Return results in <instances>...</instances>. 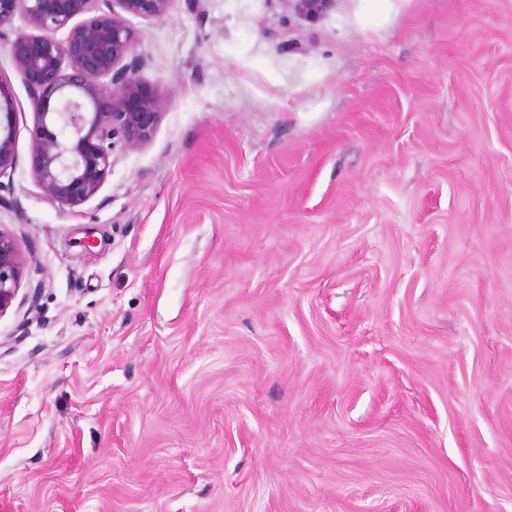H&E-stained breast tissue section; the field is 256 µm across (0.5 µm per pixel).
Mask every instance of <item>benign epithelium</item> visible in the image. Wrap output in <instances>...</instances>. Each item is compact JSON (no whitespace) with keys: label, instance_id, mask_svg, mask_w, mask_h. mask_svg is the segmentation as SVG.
<instances>
[{"label":"benign epithelium","instance_id":"1","mask_svg":"<svg viewBox=\"0 0 512 512\" xmlns=\"http://www.w3.org/2000/svg\"><path fill=\"white\" fill-rule=\"evenodd\" d=\"M308 18L332 0H295ZM108 12H100V4ZM170 0H0V23L21 16L12 61L35 115L31 173L44 195L75 208L100 191L116 144L136 149L152 137L167 107L145 92L126 59L137 40L126 15L161 17ZM64 31L63 39L56 33ZM111 77L112 88L100 82ZM14 107L0 78V177L14 166ZM24 258L0 232V315L16 298Z\"/></svg>","mask_w":512,"mask_h":512}]
</instances>
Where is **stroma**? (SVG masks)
<instances>
[{"label": "stroma", "mask_w": 512, "mask_h": 512, "mask_svg": "<svg viewBox=\"0 0 512 512\" xmlns=\"http://www.w3.org/2000/svg\"><path fill=\"white\" fill-rule=\"evenodd\" d=\"M128 23L167 107L73 209L0 24V512H512V0ZM14 113L9 88L0 77V178L14 166ZM24 261L15 240L0 233V314L16 298Z\"/></svg>", "instance_id": "1"}]
</instances>
